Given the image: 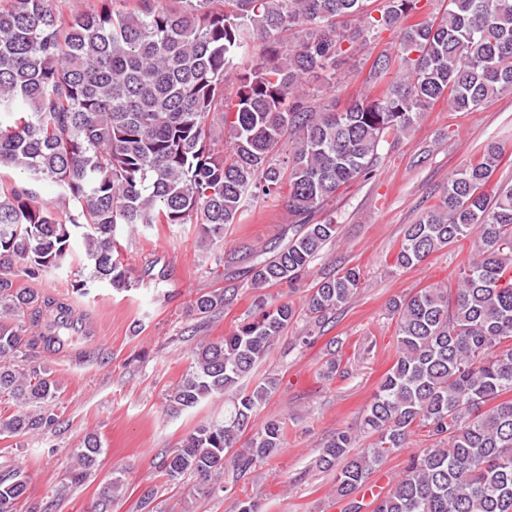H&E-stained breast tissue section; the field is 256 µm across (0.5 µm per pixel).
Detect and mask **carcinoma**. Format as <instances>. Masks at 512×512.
Masks as SVG:
<instances>
[{
  "label": "carcinoma",
  "mask_w": 512,
  "mask_h": 512,
  "mask_svg": "<svg viewBox=\"0 0 512 512\" xmlns=\"http://www.w3.org/2000/svg\"><path fill=\"white\" fill-rule=\"evenodd\" d=\"M87 11L68 0H0V436L57 430L58 382L43 354L63 350L77 324L68 304L19 284L60 268L71 237L85 244L73 288L132 287L117 251L120 226L199 224V250L224 249L247 199H282L299 230L288 245L255 259L250 287L290 283L336 238L335 218H318L354 180L367 176L388 139L408 132L433 103L448 98L472 112L512 91V0H450L446 17L407 23L419 0H385L376 18L367 0H100ZM396 29L399 49L366 81L376 98L339 110L306 90L326 82L350 47ZM235 78L236 92L224 97ZM231 151L224 152V139ZM503 157L496 142L448 180L438 203L408 225L394 266L410 268L469 237L474 250L455 288H422L389 302L396 359L365 408L358 432L339 431L314 460L335 472L333 495L348 512L371 475L421 431L436 441L410 457L401 478L373 497L371 512H512V185L485 191ZM55 186L52 201L41 186ZM89 270L84 276L83 270ZM360 285L354 268L323 277L306 301L321 328ZM229 301L219 288L194 299L206 317ZM298 317L294 306L258 299L229 335L203 340L185 377L166 396L178 415L231 394L224 417L198 425L158 463L167 481H194L198 497L223 490L224 458L235 480L283 447L269 420L244 445L258 407L276 389L268 377L239 384L266 359ZM102 442L88 433L74 452L72 482L98 465ZM125 481L113 476L94 512H110ZM20 470L0 469V512L26 498Z\"/></svg>",
  "instance_id": "1"
}]
</instances>
